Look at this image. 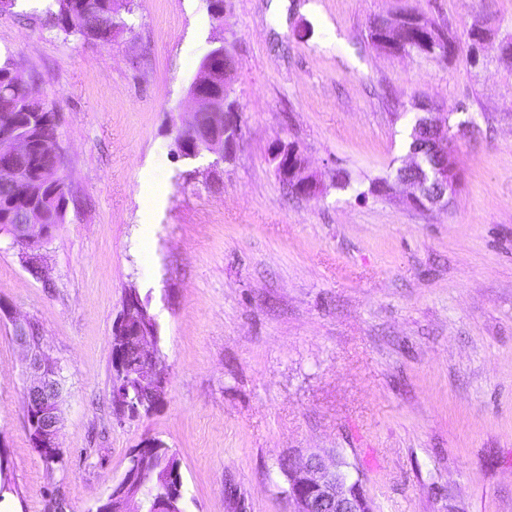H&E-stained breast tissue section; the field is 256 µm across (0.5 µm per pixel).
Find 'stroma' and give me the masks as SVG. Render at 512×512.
Wrapping results in <instances>:
<instances>
[{
  "label": "stroma",
  "instance_id": "stroma-1",
  "mask_svg": "<svg viewBox=\"0 0 512 512\" xmlns=\"http://www.w3.org/2000/svg\"><path fill=\"white\" fill-rule=\"evenodd\" d=\"M404 8L449 25L457 56L374 50L370 19ZM55 9L0 12V64L55 113L72 197L39 274L0 234V305L39 324L62 368L63 457L31 445L23 355L0 322V512H87L152 440L177 453L185 512H291L280 462L312 453L347 462L377 512H512V56H469L474 24L512 38V0H224L220 21L204 0H137L108 45L49 27ZM220 45L235 156H177ZM421 100L464 131L444 207L393 181ZM279 143L318 196L279 178ZM378 178L388 189L368 194ZM131 289L168 382L120 421L112 326ZM279 177L288 184L293 193H300L294 184L306 193L314 194L319 190L316 175L308 172L307 162L297 149L290 144L279 143L271 152ZM291 182V183H288ZM294 183V184H293ZM309 196V195H304ZM309 196V197H314Z\"/></svg>",
  "mask_w": 512,
  "mask_h": 512
}]
</instances>
